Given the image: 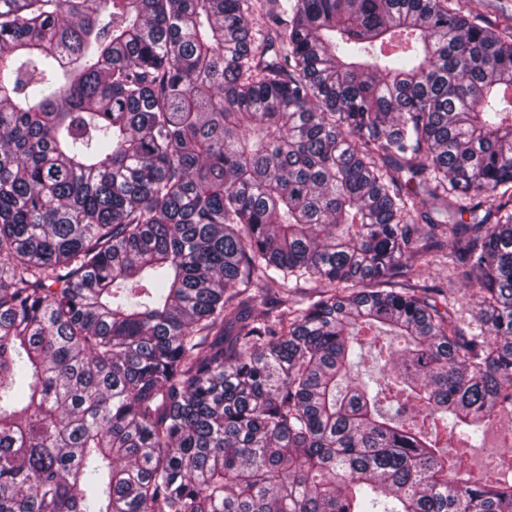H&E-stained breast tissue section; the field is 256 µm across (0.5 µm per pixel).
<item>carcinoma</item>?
Listing matches in <instances>:
<instances>
[{"label": "carcinoma", "mask_w": 512, "mask_h": 512, "mask_svg": "<svg viewBox=\"0 0 512 512\" xmlns=\"http://www.w3.org/2000/svg\"><path fill=\"white\" fill-rule=\"evenodd\" d=\"M437 263L477 313L409 284ZM504 411L512 37L0 0V512H512V457L448 454ZM511 454L510 444L503 445L497 438L491 437L483 447L466 450L461 475L469 474L465 477L492 479L495 474V461Z\"/></svg>", "instance_id": "1"}]
</instances>
